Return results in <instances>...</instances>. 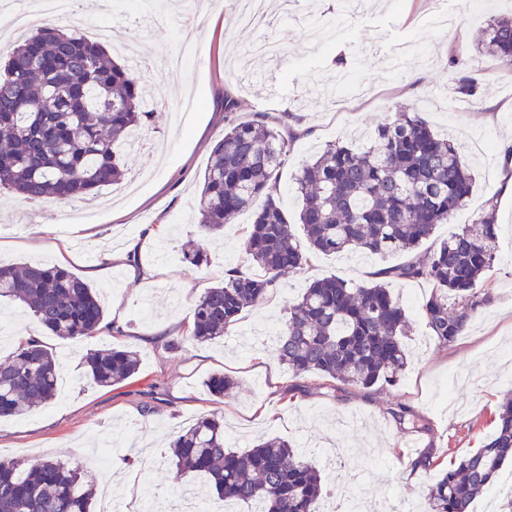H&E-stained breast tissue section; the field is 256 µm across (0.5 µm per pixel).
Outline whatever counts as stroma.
Here are the masks:
<instances>
[{
  "label": "stroma",
  "mask_w": 512,
  "mask_h": 512,
  "mask_svg": "<svg viewBox=\"0 0 512 512\" xmlns=\"http://www.w3.org/2000/svg\"><path fill=\"white\" fill-rule=\"evenodd\" d=\"M345 2L275 0L265 25L252 29L238 23L237 0H214L197 12L185 0H115L105 11L97 0H77L81 17L99 21V41L110 55L137 56L148 66L147 96L158 114L142 126L144 149L126 158L124 181L97 201L55 205L0 196V262L65 267L96 291L106 321L97 335L62 339L39 329L19 304L0 301V326L10 332L0 361L34 335L63 366L54 401L28 416L0 419V459L80 461L96 488L95 512L109 500L121 512H160L176 502L171 436L212 415L223 419L236 450L275 436L307 450L322 475L323 501H333L338 487L362 484L375 512H421L427 478L399 459V439L410 438L417 451L437 449L448 465L492 435L497 407L512 390V196L497 187L511 166L505 152L512 147V66L476 56L472 44L490 17L512 12V0H446L458 18L451 30L437 23L432 0H366L354 12ZM269 35L278 40L280 57L250 54ZM458 54L465 63L455 69L449 59ZM339 58L349 82L370 91L343 112L319 92L334 81ZM462 75L477 85L475 101L456 99L454 83ZM229 94L241 103L238 113L224 109ZM180 100L193 104L186 125L167 111ZM394 102L453 136L476 170L466 205L436 225L418 257L495 214L496 259L477 284L483 303L466 332L438 345L420 312L431 284L395 282L391 293L410 318L406 345L413 357L397 385L334 390L319 376H294L273 358L268 332L309 282L334 276L355 288L405 260L399 253L376 258L310 249L304 268L284 275L278 290L244 311L232 335L189 341L194 302L227 270L242 266V232L251 221L242 213L225 225L223 239L212 240L195 219L199 180L229 120L262 116L297 131L279 172L280 202L293 217L301 206L294 183L300 164L326 144L371 135ZM189 240L206 256L201 266L183 259ZM113 346L135 349L139 370L97 386L85 357ZM216 373L237 381L233 394L208 392ZM400 402L427 431L409 433L392 419L389 409Z\"/></svg>",
  "instance_id": "35a3bbf8"
}]
</instances>
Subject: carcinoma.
Segmentation results:
<instances>
[{
  "label": "carcinoma",
  "mask_w": 512,
  "mask_h": 512,
  "mask_svg": "<svg viewBox=\"0 0 512 512\" xmlns=\"http://www.w3.org/2000/svg\"><path fill=\"white\" fill-rule=\"evenodd\" d=\"M475 48L511 66L512 17L489 20ZM391 112L362 146L328 144L298 169L302 204L296 220L314 250L411 254L471 195L475 175L459 148L435 133L422 113L401 105ZM152 115L129 67L109 60L99 42L79 31L43 20L5 55L0 192L57 204L96 198L122 181L123 157ZM289 152L290 140L263 120L233 121L214 144L197 200L199 225L215 234L253 211L243 251L257 273L233 269L224 283L206 289L194 303L190 340L231 335L245 310L278 288L282 275L306 264L278 195V174ZM496 237L488 213L441 242L427 259L382 268L367 285L350 288L332 276L313 280L289 305L272 355L293 375L316 374L335 388L396 385L409 365L404 339L410 327L389 284L431 282L422 305L426 325L438 344H452L482 304L474 286L493 265ZM1 298L24 305L40 327L61 338L91 336L105 320L92 288L59 266L17 270L0 263ZM86 364L93 383L104 387L136 374L140 358L112 347L91 353ZM59 377L52 352L34 338L20 343L0 363V418L26 416L53 400ZM236 387L221 373L207 383L217 397ZM170 448L177 481L205 476L222 500L260 503L262 512H319L321 473L303 449L284 439L234 451L222 420L210 416L178 431ZM509 460L512 394L499 406L491 438L422 486L423 512H473V502ZM438 466L432 448L413 463L424 474ZM93 498L77 463L48 460L28 468L19 460H0V512H92Z\"/></svg>",
  "instance_id": "cac0c4a2"
}]
</instances>
